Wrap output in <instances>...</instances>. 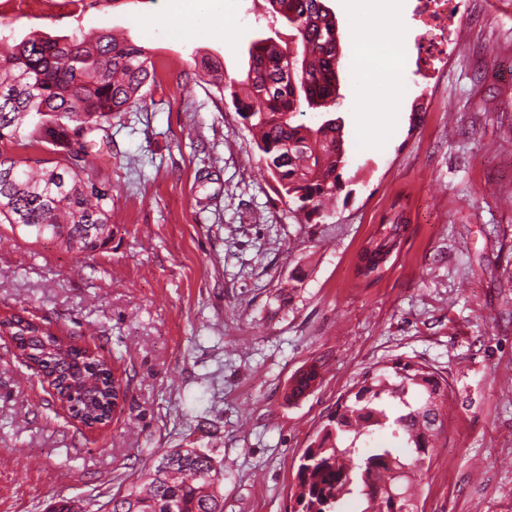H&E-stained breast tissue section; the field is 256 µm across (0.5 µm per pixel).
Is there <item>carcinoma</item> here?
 Returning a JSON list of instances; mask_svg holds the SVG:
<instances>
[{"label": "carcinoma", "instance_id": "carcinoma-1", "mask_svg": "<svg viewBox=\"0 0 512 512\" xmlns=\"http://www.w3.org/2000/svg\"><path fill=\"white\" fill-rule=\"evenodd\" d=\"M271 22L288 28L291 41L267 37L251 42L239 79L203 55L195 61L200 79L230 100L242 125L253 133L267 173L289 209L306 224L330 217L343 190L346 165L340 127L311 128L296 116L326 112L339 90L336 17L324 0H264ZM0 144L59 148L53 165L0 150V224H15L39 240L54 239L85 256L112 237V183L91 173L96 144L110 147L112 119L139 104L154 76L148 49L76 29L49 35L33 31L21 40L0 35ZM295 46L299 70L288 75L285 49ZM408 224L400 211L382 220L358 261L373 267L397 255ZM16 336L26 359L44 370L58 394L88 426L102 423L118 399L107 361L89 360L31 319L17 313L0 321ZM448 399V380L430 366L396 358L366 371L357 390L336 405L305 448L294 496L307 512H341L350 497L359 512H391L392 496L414 500L417 476L431 461ZM393 443L370 446L376 433ZM106 512H224V469L194 448H175L150 470L101 505ZM47 512H89L60 499Z\"/></svg>", "mask_w": 512, "mask_h": 512}]
</instances>
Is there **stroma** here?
<instances>
[{"label":"stroma","instance_id":"obj_1","mask_svg":"<svg viewBox=\"0 0 512 512\" xmlns=\"http://www.w3.org/2000/svg\"><path fill=\"white\" fill-rule=\"evenodd\" d=\"M338 25L340 90L317 127L342 126L350 196L298 223L230 102L194 74L229 77L263 34L261 0H117L85 17L150 52L155 79L113 119L111 241L78 258L0 224V317L25 312L113 367L126 400L84 429L0 333V512L58 497L106 502L171 448L224 469V512H291L299 458L364 372L395 358L449 384L452 412L419 512H512V0H453L458 42L428 75L402 62L398 111L367 109L351 70L354 19ZM372 128L361 142V123ZM409 231L375 282L357 254L394 203ZM325 371L285 399L311 361Z\"/></svg>","mask_w":512,"mask_h":512}]
</instances>
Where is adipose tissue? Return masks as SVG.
I'll return each instance as SVG.
<instances>
[{"mask_svg": "<svg viewBox=\"0 0 512 512\" xmlns=\"http://www.w3.org/2000/svg\"><path fill=\"white\" fill-rule=\"evenodd\" d=\"M349 7L356 28L352 64L363 70L369 60L379 62L374 82L359 86L357 94L367 103L377 102L387 111H397L404 96L403 86L398 80L399 65L409 44L400 28L395 0H349ZM375 28L382 31V38H369V31ZM380 83L387 87V96L381 101L375 95L376 86Z\"/></svg>", "mask_w": 512, "mask_h": 512, "instance_id": "adipose-tissue-1", "label": "adipose tissue"}]
</instances>
